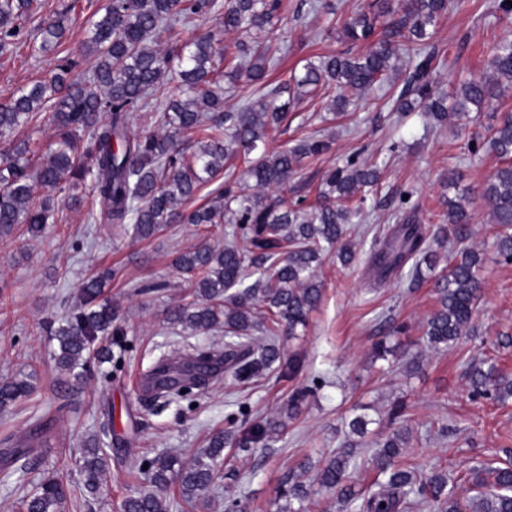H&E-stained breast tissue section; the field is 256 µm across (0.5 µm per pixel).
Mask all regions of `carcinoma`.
Wrapping results in <instances>:
<instances>
[{"label": "carcinoma", "mask_w": 512, "mask_h": 512, "mask_svg": "<svg viewBox=\"0 0 512 512\" xmlns=\"http://www.w3.org/2000/svg\"><path fill=\"white\" fill-rule=\"evenodd\" d=\"M464 0H370L342 23L344 36L366 46L350 56H322L305 66L302 77L264 93L235 111H223L218 89L224 78L241 73L253 82L265 79L269 45L266 33L281 21L280 0H227L219 26L206 30L188 43L165 42L164 34L177 24H188L217 11V0H110L102 17L92 24L88 45L96 57L95 70L86 82L70 78L75 62L61 59L45 81L22 89L0 101V135L9 137L20 128L34 126L49 117L54 136L47 150L32 147L31 139L10 141L0 150V237L11 235L18 224L37 236L56 221L63 205L87 206L88 220L100 217L109 224L132 225L136 236L149 238L169 223L234 225L231 236L242 233L250 250L233 242L206 246L182 253L176 266L185 275L193 300L171 307L167 320L191 334L224 328V358L230 376L249 380L259 367H271L279 359L275 343L283 331L292 336L306 325L317 306L322 282L317 269L331 252L349 264L354 260L347 225L366 217L367 195L378 185L382 167L360 154L347 156L327 172L316 187V202L308 207L260 193H248L224 184V191L208 204L189 212L182 205L201 185L239 160L254 186L281 187L294 175L301 160L331 151L329 138L309 137L294 147L270 149L269 141L299 100L301 89L309 92L334 83L338 90L331 109L344 111L352 103L350 92L365 95L380 90L400 70L410 66L404 86L396 96L399 112H418L438 124L449 113L472 105L491 108L500 94L512 87V41L503 40L491 49L489 68L493 78H470L460 84L453 103L436 94L433 73L438 52L432 44L437 20L451 6ZM41 8L39 0H0V52H6L26 36L25 22ZM68 16L57 15L40 29L38 51L57 47L66 31ZM239 38L224 43L223 32ZM177 83L184 95L174 99L159 114L163 133L134 134L132 113L151 96L162 97L167 86ZM288 99L281 100L282 94ZM183 132L199 135L189 150L180 139ZM489 148L502 159L481 189L493 222L501 231L495 247L499 256L512 260V112L501 113L491 128ZM47 191L39 203L32 202L35 187ZM448 199L445 221L456 225L459 247L453 251L448 272L437 280L440 309L427 323L425 336L433 349L455 344L472 328L483 281L480 253L464 245L469 237L471 214L469 189L462 185L456 168L448 169ZM395 224L374 237L370 263L383 282L414 273L419 264L432 263L431 243L448 240V229L434 233L421 224L416 210L394 213ZM102 277L86 279L79 291V304L56 329L55 355L62 375L79 368L90 371L88 359L101 336H123L124 328L112 304L100 300ZM261 330L266 341L255 345L252 332ZM167 365L162 359L149 375L147 391L158 408L184 398L190 385L169 388L156 381ZM469 384L475 396H490L505 402L512 398V378L496 366L469 369ZM34 390L30 378L0 382V407L27 397ZM407 444L405 430L375 442L372 456L381 478L360 493L350 482L356 467L351 441L336 449L316 471L315 481L337 493L354 512H512V462L494 470L487 483L478 469L470 471L471 483L481 492L462 501L448 487V477L433 472L415 475L396 458ZM224 436H214L207 448L189 459L177 455L145 459L141 471L150 488L121 503L122 512H169L167 499L171 480L178 484L185 512H193L207 491L216 487L215 467L223 457ZM110 454L104 442L92 436L81 449L80 496L96 499L102 494L101 478ZM307 492L299 481L282 482L281 512H297L293 502H302ZM71 496V484L59 473L41 479L25 495L22 512H61Z\"/></svg>", "instance_id": "obj_1"}]
</instances>
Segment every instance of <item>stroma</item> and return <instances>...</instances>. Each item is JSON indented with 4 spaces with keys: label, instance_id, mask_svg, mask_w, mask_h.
<instances>
[{
    "label": "stroma",
    "instance_id": "35a3bbf8",
    "mask_svg": "<svg viewBox=\"0 0 512 512\" xmlns=\"http://www.w3.org/2000/svg\"><path fill=\"white\" fill-rule=\"evenodd\" d=\"M105 2L42 0L27 29L66 10L68 30L57 53L36 54L26 41L0 54V99L48 76L60 56L76 62L77 77L90 76L96 61L87 47L88 30ZM364 2L281 0L283 21L272 35L277 52L269 67L270 86L301 72L307 59L361 53L362 45L343 36L321 38L319 28L328 13L342 19ZM493 2L468 0L464 10H448L439 20L434 39L442 61L434 76L438 92L453 95L461 81L485 73L490 47L512 39V26L498 22ZM314 4L319 7L315 13L310 10ZM333 96L328 89L303 97L271 140L274 148L292 145L316 130L334 139L330 153L304 158L279 194L291 201L314 200L310 181L361 149L385 167L376 206L366 221L349 227L355 260L322 266V300L306 327L281 335L279 362L249 382L214 379L160 411L143 390L160 355L177 356L187 343L223 348V331L188 335L166 323L165 311L189 300L172 265L175 256L205 241L223 243L231 225L216 224L203 234L189 224H172L141 239L103 220L88 223L87 210L80 207L63 209L61 223L49 225L41 236L17 230L0 240V380L30 374L35 385L31 396L0 408V436L26 440L38 417L52 416L23 458L28 467L23 478L0 480V512H19L20 499L43 474L62 472L79 484L80 449L94 434L110 450L103 493L90 503L68 499L62 512H121L122 500L145 486L137 473L142 459L173 451L192 457L215 433L228 429V415L243 405L254 418L280 421L284 428L243 450L226 445L219 487L197 512H227L233 502L242 512H277L276 491L286 476L306 485L307 512H343L335 493L321 488L302 465L319 463L339 448L346 418L361 412L371 420L370 431L386 435L409 429L401 464L448 472L464 500L474 495L468 468L495 466L505 450H512V400L502 404L473 397L466 374L469 365L489 360L512 376V346L497 343L500 336H512V262L496 253L497 227L480 198L498 158L486 148L475 155L466 149L471 138L485 136L495 112L512 110V89L496 110L452 115L441 126L417 113L393 111L376 93L337 116L328 109ZM452 167L460 168L470 190L474 234L468 244L484 254L485 288L472 331L455 346L435 350L423 338L427 320L440 307L433 271L423 270L418 280L406 274L378 286L368 257L376 228L391 223L405 191H412L422 224L441 225ZM103 271L110 274L103 296L126 331L124 360L120 369L106 362L81 380L61 381L54 359L57 342L46 326L61 322L78 303L82 282ZM381 340L396 347V356L373 359L372 348ZM318 379L323 382L319 388L314 385ZM306 386L310 394L289 409L291 396ZM397 402L404 411L393 421L388 413Z\"/></svg>",
    "mask_w": 512,
    "mask_h": 512
}]
</instances>
